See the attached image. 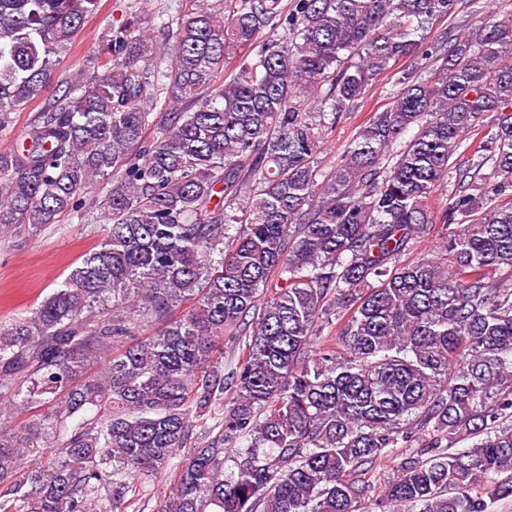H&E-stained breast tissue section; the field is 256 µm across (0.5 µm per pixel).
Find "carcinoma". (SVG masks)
Returning a JSON list of instances; mask_svg holds the SVG:
<instances>
[{
	"instance_id": "1",
	"label": "carcinoma",
	"mask_w": 512,
	"mask_h": 512,
	"mask_svg": "<svg viewBox=\"0 0 512 512\" xmlns=\"http://www.w3.org/2000/svg\"><path fill=\"white\" fill-rule=\"evenodd\" d=\"M185 2L160 41L110 29L61 90L100 0H0V131L51 95L0 149V224H107L0 321V512H122L163 473L158 512H358L362 467L417 434L380 512H491L512 498V19L429 42L461 0ZM325 85L331 112L303 111ZM434 227L441 251L407 259ZM411 68L407 60L399 61L390 70L380 74L373 83L365 98L354 109L343 112V115L332 130L325 136L320 153L316 156L318 169L322 172L329 171L339 162L345 154L353 138L356 128L366 121L371 113L381 111L387 107L390 99L386 91L392 88L396 78L402 70ZM48 98H40L31 102L23 110L10 113L6 130L0 132V148L11 147L16 142H22L26 139L35 114L40 112L48 102L46 100Z\"/></svg>"
}]
</instances>
